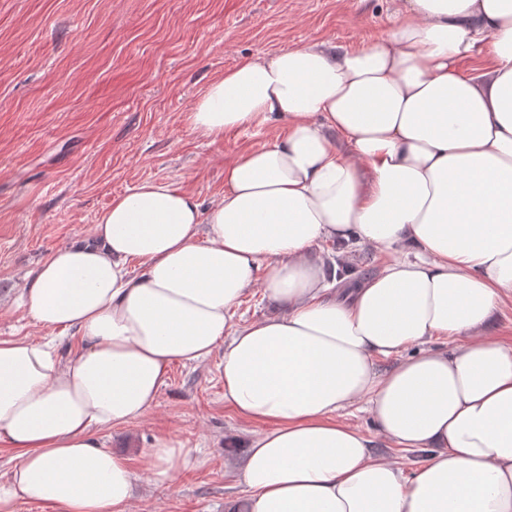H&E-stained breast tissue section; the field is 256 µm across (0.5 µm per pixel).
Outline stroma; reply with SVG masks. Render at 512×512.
<instances>
[{
  "label": "stroma",
  "mask_w": 512,
  "mask_h": 512,
  "mask_svg": "<svg viewBox=\"0 0 512 512\" xmlns=\"http://www.w3.org/2000/svg\"><path fill=\"white\" fill-rule=\"evenodd\" d=\"M394 0H0V339L52 338L22 297L56 247L88 238L112 198L168 180L212 203L224 164L282 128L212 140L186 123L237 62L329 39L375 36ZM222 351L173 364L141 420L99 435L135 473L128 512H248L230 476L258 422L224 402ZM191 451L158 481L141 460L154 438Z\"/></svg>",
  "instance_id": "stroma-1"
}]
</instances>
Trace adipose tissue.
I'll return each mask as SVG.
<instances>
[{"instance_id": "1", "label": "adipose tissue", "mask_w": 512, "mask_h": 512, "mask_svg": "<svg viewBox=\"0 0 512 512\" xmlns=\"http://www.w3.org/2000/svg\"><path fill=\"white\" fill-rule=\"evenodd\" d=\"M187 123L286 132L225 162L216 201L143 182L40 264L28 313L79 346L0 339V512H124L135 474L97 429L219 347L225 403L266 426L235 469L250 512H512V344L486 334L512 303V0H397L358 48L239 62ZM325 242L392 259L339 292ZM257 282L278 314L234 324ZM357 405L375 436L341 420ZM379 440L420 453L414 471ZM190 461L158 438L143 467Z\"/></svg>"}]
</instances>
